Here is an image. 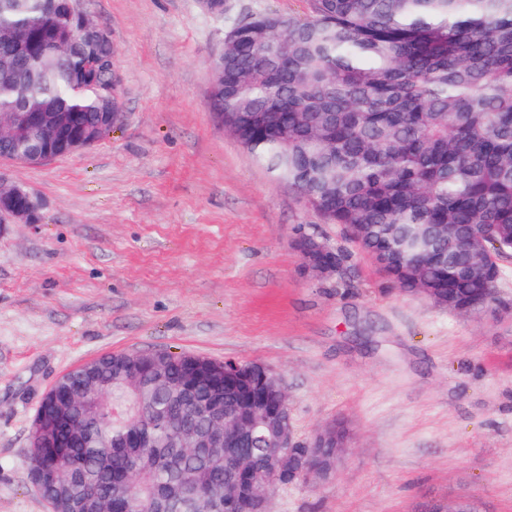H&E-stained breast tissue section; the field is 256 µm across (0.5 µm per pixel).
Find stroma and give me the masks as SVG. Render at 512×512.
Returning <instances> with one entry per match:
<instances>
[{
    "label": "stroma",
    "mask_w": 512,
    "mask_h": 512,
    "mask_svg": "<svg viewBox=\"0 0 512 512\" xmlns=\"http://www.w3.org/2000/svg\"><path fill=\"white\" fill-rule=\"evenodd\" d=\"M309 0H80L116 49L123 117L91 148L0 180L39 204L0 229V512H50L28 478L43 394L116 352L262 364L299 440L345 424L334 477L279 488L271 512H512V254L497 302L457 314L402 291L224 129L211 59L240 15ZM346 249L308 271L294 242Z\"/></svg>",
    "instance_id": "stroma-1"
}]
</instances>
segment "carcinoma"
<instances>
[{
  "label": "carcinoma",
  "instance_id": "obj_1",
  "mask_svg": "<svg viewBox=\"0 0 512 512\" xmlns=\"http://www.w3.org/2000/svg\"><path fill=\"white\" fill-rule=\"evenodd\" d=\"M306 17L241 16L212 65V105L255 159L293 186L331 224L363 226L359 247L395 257L425 224H446L418 278L462 309L496 287L499 257L512 254V0H309ZM70 20L51 0H0V113L62 112L97 142L111 131L103 86L110 45L94 64L65 39ZM31 143L7 141L0 158ZM391 279L412 285L404 262ZM148 372L97 360L108 406L79 405L62 425L71 473L120 508L138 489L139 512H227L224 450L197 460L170 447L206 420L175 425L188 365L152 357ZM256 383L224 389L225 414L252 418L251 463L272 432L247 410ZM214 500L188 496L187 484Z\"/></svg>",
  "mask_w": 512,
  "mask_h": 512
}]
</instances>
